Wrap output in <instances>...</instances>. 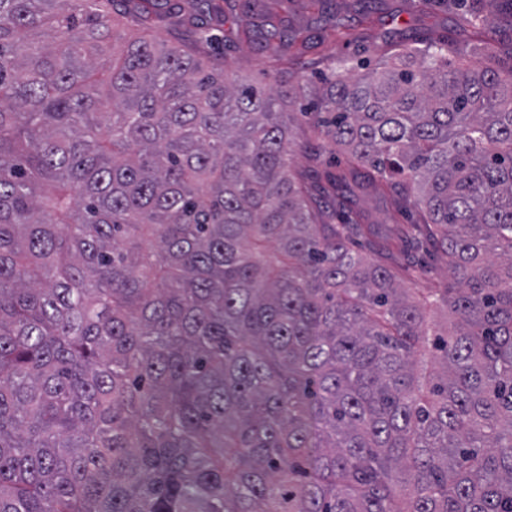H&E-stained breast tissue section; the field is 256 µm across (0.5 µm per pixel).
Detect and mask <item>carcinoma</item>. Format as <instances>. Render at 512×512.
<instances>
[{"mask_svg": "<svg viewBox=\"0 0 512 512\" xmlns=\"http://www.w3.org/2000/svg\"><path fill=\"white\" fill-rule=\"evenodd\" d=\"M156 0H0V512H512V40L332 65L315 133L208 65L203 21L140 37ZM235 0H207L223 25ZM332 0H307L338 40ZM304 28L275 58L306 80ZM335 193L339 222L319 210ZM362 193L410 212L381 235ZM421 234L458 284L416 394ZM379 239V258L349 246Z\"/></svg>", "mask_w": 512, "mask_h": 512, "instance_id": "carcinoma-1", "label": "carcinoma"}]
</instances>
